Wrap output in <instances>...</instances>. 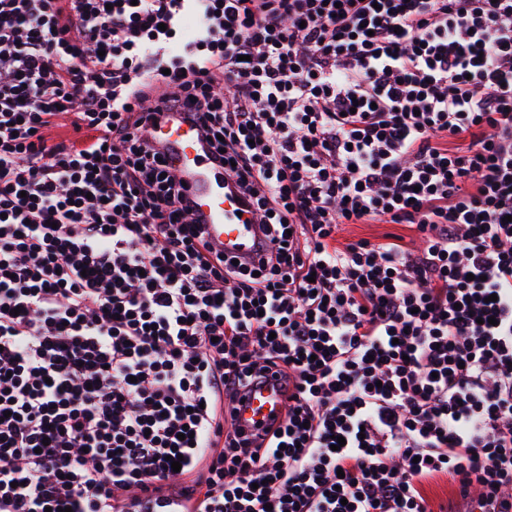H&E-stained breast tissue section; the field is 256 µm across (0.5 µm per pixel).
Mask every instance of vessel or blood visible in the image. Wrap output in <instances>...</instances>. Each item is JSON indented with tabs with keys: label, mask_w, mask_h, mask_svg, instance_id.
Masks as SVG:
<instances>
[{
	"label": "vessel or blood",
	"mask_w": 512,
	"mask_h": 512,
	"mask_svg": "<svg viewBox=\"0 0 512 512\" xmlns=\"http://www.w3.org/2000/svg\"><path fill=\"white\" fill-rule=\"evenodd\" d=\"M158 125L160 146L172 158L175 174L187 182L213 243L225 255H248L260 233L257 218L226 191L224 170L213 164L197 128L176 113L160 116ZM285 404L280 385L267 381L247 393L244 404L236 408L235 422L249 431L257 429L279 416Z\"/></svg>",
	"instance_id": "1"
}]
</instances>
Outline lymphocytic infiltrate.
<instances>
[{
  "instance_id": "obj_1",
  "label": "lymphocytic infiltrate",
  "mask_w": 512,
  "mask_h": 512,
  "mask_svg": "<svg viewBox=\"0 0 512 512\" xmlns=\"http://www.w3.org/2000/svg\"><path fill=\"white\" fill-rule=\"evenodd\" d=\"M163 111L259 264L207 241ZM440 476L512 512V0H0V512H435ZM157 123L163 136L157 145L172 158L174 173L187 182L213 243L224 255L247 256L261 224L226 191L224 169L213 164L197 128L177 113L164 114ZM403 235L405 243L417 246L419 239L414 232L401 224H347L340 233V240H356L359 238H378L385 234ZM286 397L280 385L273 379L253 387L246 395L244 404L236 408L235 423L250 431L279 416L285 408Z\"/></svg>"
}]
</instances>
